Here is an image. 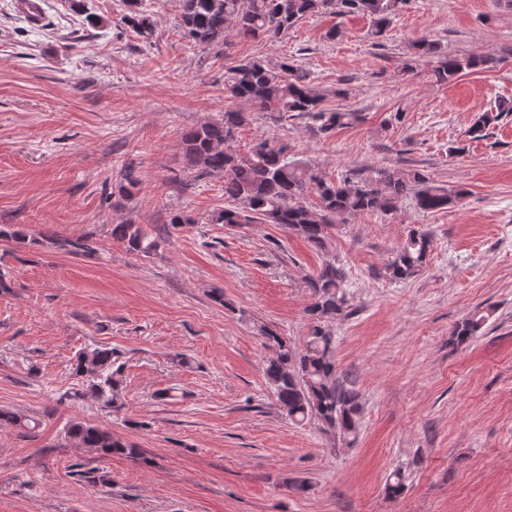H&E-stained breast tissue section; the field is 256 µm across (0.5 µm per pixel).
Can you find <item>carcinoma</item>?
I'll return each mask as SVG.
<instances>
[{
	"label": "carcinoma",
	"instance_id": "carcinoma-1",
	"mask_svg": "<svg viewBox=\"0 0 512 512\" xmlns=\"http://www.w3.org/2000/svg\"><path fill=\"white\" fill-rule=\"evenodd\" d=\"M143 0H127L129 13L120 23L150 39L153 22L139 5ZM409 0H180L183 35L201 48L226 41V32L251 38H277L301 19L323 10L339 15L368 18L374 34L380 36L392 16ZM414 54L434 62L431 75L446 82L465 70L489 63L487 58H458L442 54L438 44L418 40L411 44ZM225 89L242 104L217 118L187 131L182 138V169L197 180L224 179V208L213 215L217 224L243 226L276 224L317 250L326 248L333 229L347 224L360 212H390L407 197L418 210L428 213L457 203L465 195L433 181L419 169L387 168L360 177L348 173L340 181L325 178L306 163L288 156V145L274 139L258 142L246 156L232 150L238 129L249 109L277 116L295 113L313 120L310 128L317 137H329L340 127L361 121L350 109L329 110L323 97L309 80V74L295 64L272 66L258 60L240 62L228 68ZM512 113V104L500 102L482 113L469 128L468 136L481 140L503 117ZM125 184L119 192L132 196L139 180L135 162L127 164ZM314 193L319 204L311 206L306 196ZM112 240L133 254L148 256L156 251L162 237L152 236L139 224L112 225ZM432 234L412 229L384 267L392 281L410 279L422 270L430 251ZM53 248L80 256L96 250L87 236H48ZM310 303L305 307L309 334L302 347L264 326L258 332L272 351L264 374L283 414L293 423L316 421L322 429L347 444L355 440L361 414L358 390L336 367V340L330 323L349 315V299L344 290V273L336 265H323L307 280ZM493 315L490 307H478L457 323L451 341L463 343L480 334ZM124 363L117 352L105 345L80 350L72 363V375L88 382L87 390L105 408L121 409ZM0 423L15 427L25 435L37 429L35 420L17 412L0 409ZM65 439L69 445L85 448L99 456H125L144 462L141 449L97 425L70 421Z\"/></svg>",
	"mask_w": 512,
	"mask_h": 512
}]
</instances>
